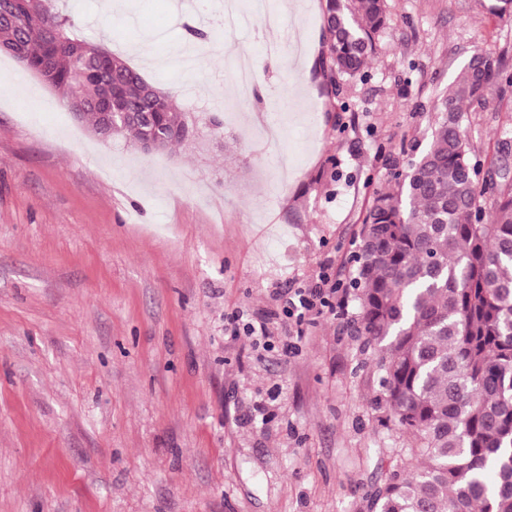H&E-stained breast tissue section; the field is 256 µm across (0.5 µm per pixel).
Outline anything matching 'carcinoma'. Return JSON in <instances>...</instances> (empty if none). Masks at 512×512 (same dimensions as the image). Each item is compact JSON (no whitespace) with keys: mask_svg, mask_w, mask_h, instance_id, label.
Wrapping results in <instances>:
<instances>
[{"mask_svg":"<svg viewBox=\"0 0 512 512\" xmlns=\"http://www.w3.org/2000/svg\"><path fill=\"white\" fill-rule=\"evenodd\" d=\"M32 73L75 90L80 122L103 124L101 94L139 116L112 129L137 147L166 130L162 150L188 138L174 96L145 99L148 81L121 55L95 60L98 42L76 33L56 0H0ZM386 0H327L323 24L331 71L355 76L386 25ZM493 84L512 86V66L482 51L435 99L427 146L393 186L376 192L352 255L353 330L379 376L380 422L412 436L402 466L376 489L372 512H512V161L483 166L462 123ZM415 467L406 474L407 465Z\"/></svg>","mask_w":512,"mask_h":512,"instance_id":"carcinoma-1","label":"carcinoma"}]
</instances>
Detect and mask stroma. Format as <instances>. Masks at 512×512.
Instances as JSON below:
<instances>
[{"mask_svg":"<svg viewBox=\"0 0 512 512\" xmlns=\"http://www.w3.org/2000/svg\"><path fill=\"white\" fill-rule=\"evenodd\" d=\"M60 0L174 91L193 136L146 154L90 136L35 75L0 54V512H370L409 435L383 430L353 293L304 317L288 289L342 283L374 193L427 144L433 100L475 51L512 65V15L490 0H387L371 63L333 78L326 0H296L264 53L253 0ZM207 30L188 41L185 26ZM248 54L259 99L232 90ZM35 96L40 109L21 101ZM463 115L483 161L512 128V87ZM224 120L211 125L212 117ZM265 324L267 339L247 335ZM298 350L282 352L286 337Z\"/></svg>","mask_w":512,"mask_h":512,"instance_id":"1","label":"stroma"}]
</instances>
